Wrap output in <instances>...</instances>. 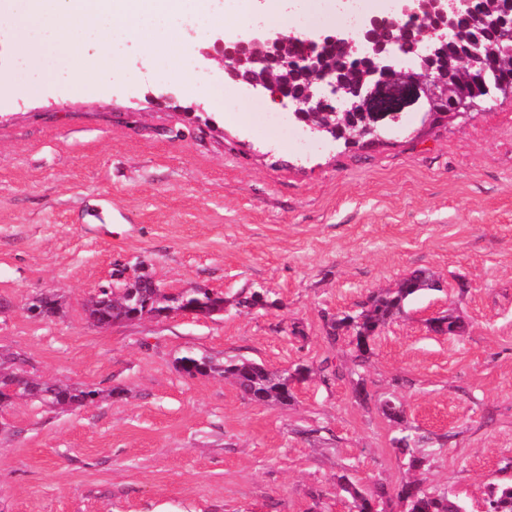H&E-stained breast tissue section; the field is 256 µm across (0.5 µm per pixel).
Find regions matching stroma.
<instances>
[{
  "mask_svg": "<svg viewBox=\"0 0 512 512\" xmlns=\"http://www.w3.org/2000/svg\"><path fill=\"white\" fill-rule=\"evenodd\" d=\"M238 37L188 27L171 57L127 41L126 76L96 71L79 96L67 63L46 58L39 73L0 44V352L104 393L66 411L0 408V512H348L338 475L407 480L393 449L405 425L437 450L424 487L482 512L486 485L512 482V99L435 127L409 111L369 148L306 131L295 147L251 112L240 82L237 112L185 87L186 63L223 79L220 46ZM119 262L169 292L265 288L270 304L100 329L85 305ZM419 268L440 290L351 374L327 318ZM48 292L62 313L30 314ZM447 313L459 335L430 330ZM189 353L346 372L312 376L281 407L185 376ZM388 397L403 423L382 413Z\"/></svg>",
  "mask_w": 512,
  "mask_h": 512,
  "instance_id": "1",
  "label": "stroma"
}]
</instances>
